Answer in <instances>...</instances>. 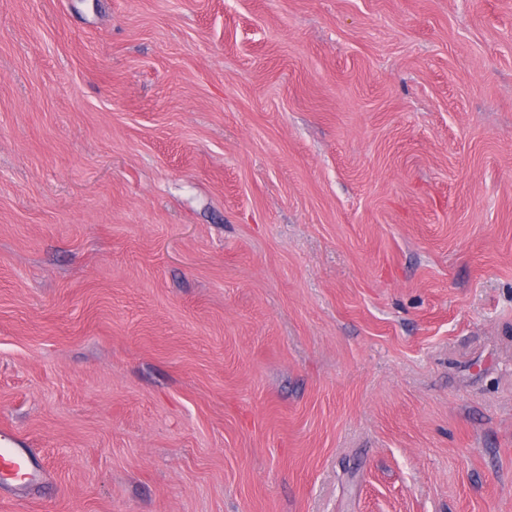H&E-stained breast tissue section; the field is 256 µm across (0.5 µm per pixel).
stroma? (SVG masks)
<instances>
[{"mask_svg":"<svg viewBox=\"0 0 512 512\" xmlns=\"http://www.w3.org/2000/svg\"><path fill=\"white\" fill-rule=\"evenodd\" d=\"M0 512H512V0H0ZM43 480V467L29 448H25L11 432L0 430V487L33 490L42 485Z\"/></svg>","mask_w":512,"mask_h":512,"instance_id":"1","label":"stroma"}]
</instances>
